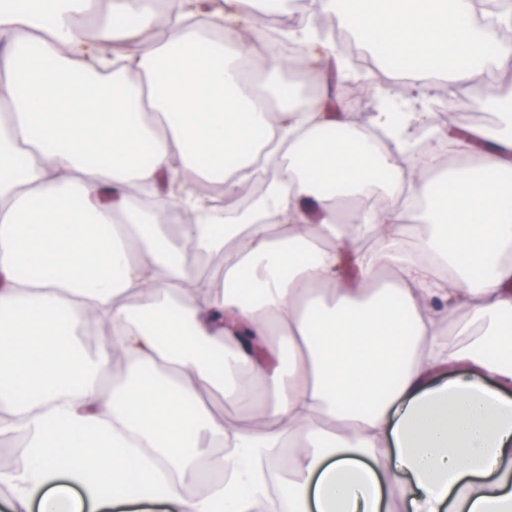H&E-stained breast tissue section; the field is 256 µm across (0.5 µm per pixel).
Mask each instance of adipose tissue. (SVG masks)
<instances>
[{
    "label": "adipose tissue",
    "mask_w": 512,
    "mask_h": 512,
    "mask_svg": "<svg viewBox=\"0 0 512 512\" xmlns=\"http://www.w3.org/2000/svg\"><path fill=\"white\" fill-rule=\"evenodd\" d=\"M480 2L315 0V11L415 73L470 88L484 45L512 28V0L462 25ZM110 6L90 38L97 0H0V432L29 449L26 471L0 482L17 512L34 500L40 512H253L256 465L277 469L287 438L298 445L273 512H389L393 486L412 512H512V47L493 99L503 127L453 139L463 163L434 183L410 154L427 126L414 101L375 87L386 104L367 129L337 124L327 98L272 112L246 87L244 30L263 0ZM279 14L301 78L351 75L314 20ZM228 155L240 159L229 175ZM258 165L270 178L249 210L210 207L196 190L205 178L237 191ZM375 186L397 205L338 213L337 197ZM136 188L150 210L132 205ZM420 197L416 231L405 213ZM171 209L186 216L172 235L160 221ZM228 247L211 270L181 257ZM100 325L107 339L83 355L77 329ZM116 359L125 378L108 388ZM203 384L240 418L212 416ZM106 427L110 450L90 456L88 434ZM204 457L229 481L196 500L127 468L192 474Z\"/></svg>",
    "instance_id": "obj_1"
}]
</instances>
